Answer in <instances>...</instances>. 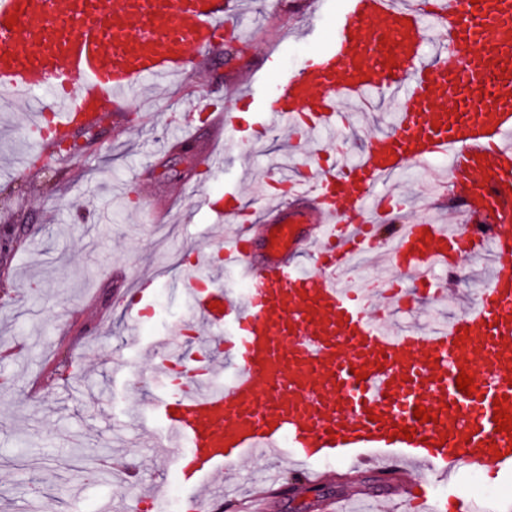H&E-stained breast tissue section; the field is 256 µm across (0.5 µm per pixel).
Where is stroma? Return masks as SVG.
Segmentation results:
<instances>
[{
	"mask_svg": "<svg viewBox=\"0 0 512 512\" xmlns=\"http://www.w3.org/2000/svg\"><path fill=\"white\" fill-rule=\"evenodd\" d=\"M340 6L238 0L239 14L228 20L238 38L224 39L153 102L133 93L123 127L75 131L84 151L75 164H23L32 147L26 120L48 93L0 109V232L15 240L0 262V502H15L18 512L40 503L97 512L106 502L128 512L133 495L165 469L154 447L162 434L151 405L158 381L146 354L191 311L171 289L186 269L184 253L215 244L198 191L223 193L237 177L233 168L205 167L214 138L206 115L255 75L272 84L299 68L331 34ZM308 26L317 29L310 39L302 35ZM187 119L197 128L193 141L172 148L171 123ZM252 153L245 182L256 193L267 170L304 160L276 134ZM446 173L433 160L382 189L402 195L408 213L426 215L430 188ZM144 271L159 272L163 303L134 333L114 300ZM485 276L472 261L458 278H440L448 294L440 318ZM317 467L327 473L323 481L272 500L267 512H325L331 498L393 496L372 467L333 459Z\"/></svg>",
	"mask_w": 512,
	"mask_h": 512,
	"instance_id": "35a3bbf8",
	"label": "stroma"
}]
</instances>
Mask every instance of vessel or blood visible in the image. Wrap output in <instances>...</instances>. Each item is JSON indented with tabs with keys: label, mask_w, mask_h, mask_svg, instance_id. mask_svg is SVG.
I'll use <instances>...</instances> for the list:
<instances>
[{
	"label": "vessel or blood",
	"mask_w": 512,
	"mask_h": 512,
	"mask_svg": "<svg viewBox=\"0 0 512 512\" xmlns=\"http://www.w3.org/2000/svg\"><path fill=\"white\" fill-rule=\"evenodd\" d=\"M231 0H0V94L23 99L49 92L33 129L46 153L80 127L118 120L137 83L204 61L224 35ZM17 18L8 26L9 18ZM448 36L464 63L446 52L428 57V34ZM512 0H345L325 48L281 78L273 91L249 84L259 101V141L286 130H330L338 102L367 108L395 103L394 118L355 158H309L289 178H269L257 207L240 188L202 193L215 223H234L219 247L220 275L189 269L178 290L193 306L171 335L204 324L212 355L176 357L167 340L151 350L158 378L188 374L185 386L156 393L153 406L187 489L183 512H213L226 501L224 471L249 455L289 457L302 484L326 457L374 465L390 479L403 512H445L436 492L466 463L484 472L512 466V430L497 431L496 408L512 412ZM448 159L441 201L468 217L447 228L405 220L383 182L410 166ZM397 230L381 238L380 225ZM492 256L488 281L472 306L448 325L389 333L369 314L364 289L341 278L356 256L384 254L411 285L378 293L401 309L435 295L434 269ZM237 273L243 292L225 289ZM157 274L139 277L122 304L139 329ZM484 374L473 395L459 373ZM366 379H357L356 370ZM434 419L415 418V406ZM414 431L400 437L401 427ZM421 465L429 480L418 499L404 482ZM282 478L236 500L264 512Z\"/></svg>",
	"instance_id": "obj_1"
}]
</instances>
